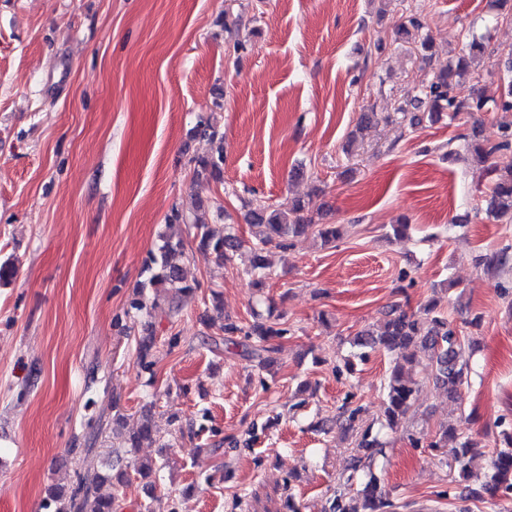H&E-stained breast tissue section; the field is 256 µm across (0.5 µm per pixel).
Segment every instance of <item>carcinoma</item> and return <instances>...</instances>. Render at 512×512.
<instances>
[{
    "label": "carcinoma",
    "instance_id": "cac0c4a2",
    "mask_svg": "<svg viewBox=\"0 0 512 512\" xmlns=\"http://www.w3.org/2000/svg\"><path fill=\"white\" fill-rule=\"evenodd\" d=\"M424 24L420 17L411 15L396 31L398 39L407 42ZM487 59L490 69L498 68L492 54L483 43L473 40L459 53L448 57L447 67L439 70L433 79L420 90L416 98L418 106L425 107L424 115H413L411 121L418 124L423 119L437 123L443 118L461 120L481 112L487 101L480 90L466 87V83L479 78L472 64L476 60ZM501 93L494 100L496 109L512 112V55L504 63L500 76ZM196 137L212 142L222 141L223 133L215 123L206 119L197 122L193 129ZM512 148V120L500 124V137L495 143L480 140L477 130H472L466 150L479 163H486L498 151ZM494 175L490 187L489 213L498 219L512 222V168L507 170L489 169ZM193 181L198 185L224 183V154L222 147L206 157L194 160ZM306 205L300 198L271 208L257 205L251 209L246 221L259 228L251 243L253 264L250 271L251 284L255 288L265 286L270 273L263 256L269 246L288 249L292 238L312 233L328 245L340 239L345 232L342 224H317L305 215ZM186 226L191 231L192 243L201 253L214 257L218 262H231L233 252L245 244V240L232 233L215 230L210 224L192 213L179 209L172 210L167 217L166 227L170 232L160 235L161 244L149 253L143 262V280L137 283L132 296L126 301L124 318L117 319L122 330L130 333L137 323L142 331L136 340V358L144 370H152L153 350L156 338L153 319L162 316L172 319L181 310L182 297L191 292L194 286L186 283L183 265L189 258L184 239L174 229ZM512 262L508 249L480 257L479 264L488 269H501ZM127 323H122V320ZM219 330L224 340L231 342L233 337L242 336L248 341L247 356L255 362V367L265 370L271 363L270 353L275 351L274 341L290 333L288 322L267 325L255 321L243 325L230 318H222ZM353 344L372 351H386L396 354L388 376L381 383L384 396L382 416L377 420L381 428H396L411 409L420 385L414 376L416 361L414 355L405 354L411 345H420L428 353V370L434 383L448 393V399L457 401L461 397V387L465 382L466 364L460 362L465 346V337L453 327L442 313L436 311V302L431 301L416 311H407L393 305L387 312L386 321L375 332L361 331ZM362 408H347L343 412L344 426L356 432L354 454L350 474L343 486L336 489L330 500L329 512H397L400 505L390 492L382 486L378 477L371 471L375 455L382 453L383 445L374 432V424L359 425ZM124 415L119 404L112 403V417L89 438L85 448H74L79 455L80 471L75 486L66 488L50 485L46 489L45 508H55V512H117L124 488L135 474L151 486L157 475L166 467V451L169 445H160V459L143 458L139 448L145 444L160 441L151 408L143 410V417L135 431L126 435L122 432ZM112 433L111 445L101 452L96 445L99 436ZM459 438L454 424L443 427L429 441L431 448H445L448 440ZM480 443L471 437L463 438L455 452L453 469L460 478L469 476V465L474 449ZM512 494V435L504 439V447L493 452L490 472L485 475L482 490L471 491L474 499L482 498V493Z\"/></svg>",
    "mask_w": 512,
    "mask_h": 512
}]
</instances>
